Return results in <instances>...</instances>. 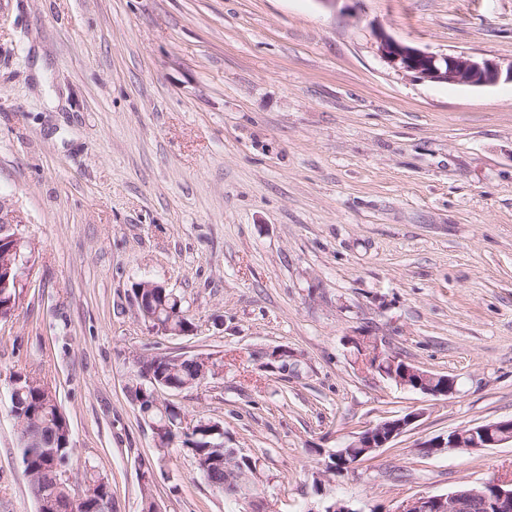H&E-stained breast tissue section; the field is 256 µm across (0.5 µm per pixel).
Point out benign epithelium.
Returning a JSON list of instances; mask_svg holds the SVG:
<instances>
[{
	"mask_svg": "<svg viewBox=\"0 0 512 512\" xmlns=\"http://www.w3.org/2000/svg\"><path fill=\"white\" fill-rule=\"evenodd\" d=\"M378 51L381 57L396 71L421 81L470 86H487L505 78L512 82V62L507 65L472 53L438 54L428 52L380 31L377 33ZM19 221L13 200L0 196V240L12 243L17 266L15 284H23V274L29 258L21 252L27 240L19 232ZM363 344L372 350L375 363L390 364L387 377L398 385L434 397L448 396L455 390V380L449 376L433 374L414 366L403 365L395 372L397 360L382 351L375 340ZM420 414L410 412L399 418H387L377 424L364 427L346 446L329 452L338 473L351 470L362 460V455H353L351 449L361 448L364 453H376L388 447L396 438L407 432ZM506 443L512 444V418L494 422L470 425L448 433L445 436L420 442L416 445L423 457L432 456L440 448L464 449L467 451L494 448ZM481 503L483 512H512V487L488 481L480 488L459 489L442 495L418 496L405 502L400 512H468L472 501Z\"/></svg>",
	"mask_w": 512,
	"mask_h": 512,
	"instance_id": "7a95c632",
	"label": "benign epithelium"
}]
</instances>
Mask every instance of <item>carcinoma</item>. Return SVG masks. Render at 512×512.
<instances>
[{
    "label": "carcinoma",
    "mask_w": 512,
    "mask_h": 512,
    "mask_svg": "<svg viewBox=\"0 0 512 512\" xmlns=\"http://www.w3.org/2000/svg\"><path fill=\"white\" fill-rule=\"evenodd\" d=\"M8 280L0 288V321L12 318L23 288L15 287L14 274H2ZM137 309L150 314V325L171 332H188L195 324L183 307L181 298L166 288H131ZM160 389L175 391L199 385L195 365L184 360L175 362L165 356L145 357ZM10 390L11 412L16 415L20 429L17 435V458L29 478L37 501V512H112V485L92 465L85 466L83 483L76 490L66 477L73 448L69 421L60 409L56 391L40 378L30 374H15ZM132 401L141 418L153 430L156 460L141 467L143 512H158L151 494L154 466L161 465L169 449L177 448L192 457L203 480L226 498H237L240 483L257 484L259 476L247 463L238 469L239 476L224 472L223 424L211 418H201L194 430L182 427L181 409L173 401L155 394L147 384L129 388Z\"/></svg>",
    "instance_id": "1"
}]
</instances>
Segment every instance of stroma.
<instances>
[{"label":"stroma","mask_w":512,"mask_h":512,"mask_svg":"<svg viewBox=\"0 0 512 512\" xmlns=\"http://www.w3.org/2000/svg\"><path fill=\"white\" fill-rule=\"evenodd\" d=\"M512 61V0H0V195L34 247L0 322V512H36L9 386L36 373L112 512H142L150 428L133 355L224 369L169 392L185 425L224 424L258 460L266 512L512 481V445L422 459L416 443L512 416V83L419 82L377 33ZM181 296L196 329L151 330L133 282ZM453 377L433 397L362 363L359 344ZM281 347L288 372L266 365ZM416 411L340 476L328 450ZM161 512H246L170 451Z\"/></svg>","instance_id":"1"}]
</instances>
